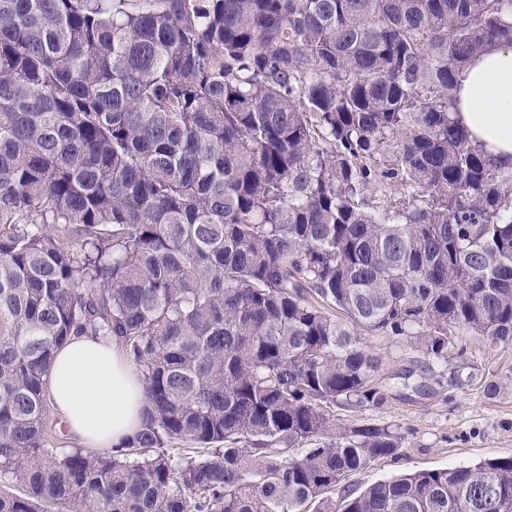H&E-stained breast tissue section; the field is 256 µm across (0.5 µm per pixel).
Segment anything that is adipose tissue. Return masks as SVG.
I'll use <instances>...</instances> for the list:
<instances>
[{"mask_svg":"<svg viewBox=\"0 0 512 512\" xmlns=\"http://www.w3.org/2000/svg\"><path fill=\"white\" fill-rule=\"evenodd\" d=\"M453 116L497 166L512 167V45L485 47L459 73ZM51 397L73 437L112 448L143 424L142 377L118 341L71 338L51 363Z\"/></svg>","mask_w":512,"mask_h":512,"instance_id":"1","label":"adipose tissue"}]
</instances>
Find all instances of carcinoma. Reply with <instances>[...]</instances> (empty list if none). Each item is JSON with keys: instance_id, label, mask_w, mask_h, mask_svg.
I'll return each mask as SVG.
<instances>
[{"instance_id": "obj_1", "label": "carcinoma", "mask_w": 512, "mask_h": 512, "mask_svg": "<svg viewBox=\"0 0 512 512\" xmlns=\"http://www.w3.org/2000/svg\"><path fill=\"white\" fill-rule=\"evenodd\" d=\"M496 42L512 0H0V512H512V457L341 484L403 439L329 413L388 399L357 330L512 348V168L450 112ZM82 335L145 387L105 456L47 446Z\"/></svg>"}]
</instances>
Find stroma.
Instances as JSON below:
<instances>
[{"mask_svg":"<svg viewBox=\"0 0 512 512\" xmlns=\"http://www.w3.org/2000/svg\"><path fill=\"white\" fill-rule=\"evenodd\" d=\"M463 359L449 360L440 373L426 376L423 393L412 392L401 376L408 353L386 336L363 335L366 348L381 360L377 381L388 388L387 402L358 413L337 411V421H365L397 428L405 446L396 458L374 462L346 477L364 487L405 471L467 466L512 457V349L489 352L481 337L462 333ZM497 391L488 392V383Z\"/></svg>","mask_w":512,"mask_h":512,"instance_id":"stroma-1","label":"stroma"}]
</instances>
